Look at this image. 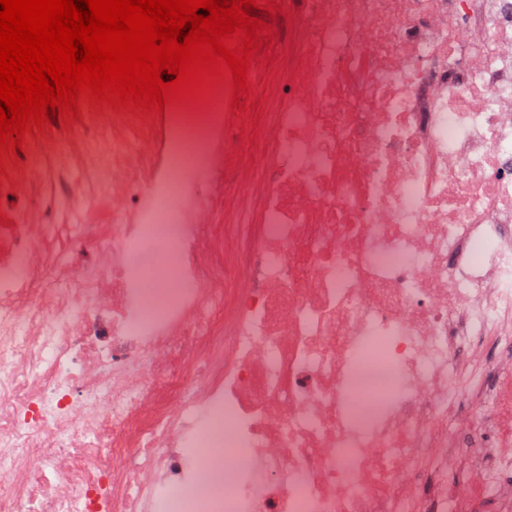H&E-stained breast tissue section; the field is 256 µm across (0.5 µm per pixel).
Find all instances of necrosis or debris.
Here are the masks:
<instances>
[{
    "label": "necrosis or debris",
    "mask_w": 512,
    "mask_h": 512,
    "mask_svg": "<svg viewBox=\"0 0 512 512\" xmlns=\"http://www.w3.org/2000/svg\"><path fill=\"white\" fill-rule=\"evenodd\" d=\"M282 6L0 224V512H512V0Z\"/></svg>",
    "instance_id": "necrosis-or-debris-1"
}]
</instances>
